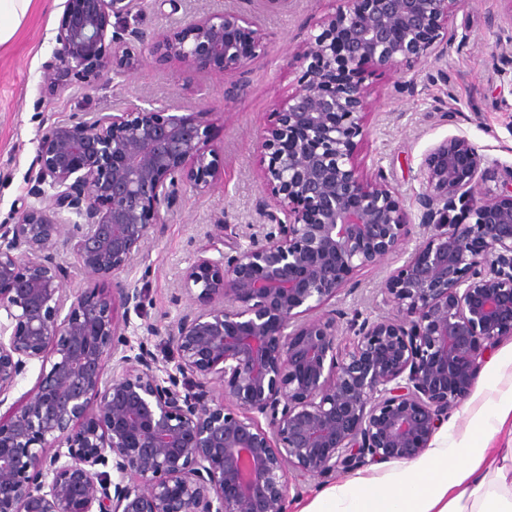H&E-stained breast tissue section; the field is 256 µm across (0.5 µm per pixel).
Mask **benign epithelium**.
<instances>
[{
	"label": "benign epithelium",
	"mask_w": 512,
	"mask_h": 512,
	"mask_svg": "<svg viewBox=\"0 0 512 512\" xmlns=\"http://www.w3.org/2000/svg\"><path fill=\"white\" fill-rule=\"evenodd\" d=\"M457 2L341 0L312 25L299 88L260 134L259 211L275 230L244 246L216 225L225 249L182 276L195 309L168 329L174 375L144 344L105 373L126 342L114 311L143 294L100 283L128 269L183 191L210 190L220 165L208 113L74 114L38 134L27 192L37 203L0 224V406L39 364L33 391L0 420V512H288L308 480L429 447L487 352L512 337V169L488 194L475 145L435 144L415 198L425 238L382 288L393 313L352 314L343 352L341 317L314 312L406 244L401 194L354 160L362 74L448 56ZM137 4L64 0L41 86L137 68L111 22ZM261 47L254 22L227 9L191 12L155 44L226 74L250 69ZM61 248L87 275L75 292Z\"/></svg>",
	"instance_id": "7a95c632"
}]
</instances>
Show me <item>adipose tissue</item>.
<instances>
[{
	"instance_id": "adipose-tissue-1",
	"label": "adipose tissue",
	"mask_w": 512,
	"mask_h": 512,
	"mask_svg": "<svg viewBox=\"0 0 512 512\" xmlns=\"http://www.w3.org/2000/svg\"><path fill=\"white\" fill-rule=\"evenodd\" d=\"M305 512H512V447L443 441L383 481L360 477L323 490Z\"/></svg>"
}]
</instances>
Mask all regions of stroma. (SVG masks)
I'll list each match as a JSON object with an SVG mask.
<instances>
[{"label": "stroma", "instance_id": "obj_1", "mask_svg": "<svg viewBox=\"0 0 512 512\" xmlns=\"http://www.w3.org/2000/svg\"><path fill=\"white\" fill-rule=\"evenodd\" d=\"M63 2L36 0L16 35L0 46V166L10 174L0 186V223L12 222L26 200L36 136L59 116L108 113L119 104L206 109L208 147L224 168L210 193L189 191L178 200L161 234L124 273V280L144 295L142 313L117 311L129 347L147 345L162 357V370L170 372L174 365L165 359L169 338L150 335L148 328L168 324L187 307L181 273L211 244L213 224L224 222L241 243H248L259 221L255 204L265 196L259 133L273 118L274 100L298 86L297 62L312 25L334 13L339 0H290L287 9L277 11L262 0H141L131 14L112 21L113 27L132 31L131 43L143 53L138 69L102 76L91 85L70 76L59 89L47 91L40 88L39 75L56 46ZM223 7L255 17L261 30L265 54L247 72L227 77L218 71L196 73L151 53L158 34L185 12ZM511 11L512 0H458L448 27L459 39L448 57L428 59L408 71L364 73L367 136L356 162L367 177L384 171L406 202H413L424 154L445 138L463 136L485 158V191L498 190L504 171L512 168V81L492 66L490 55L512 56V29L496 24ZM403 261L392 255L361 270L330 308L366 316L385 312L381 290ZM511 392L512 339H505L489 353L470 395L449 411V441L485 440L477 413Z\"/></svg>", "mask_w": 512, "mask_h": 512}]
</instances>
